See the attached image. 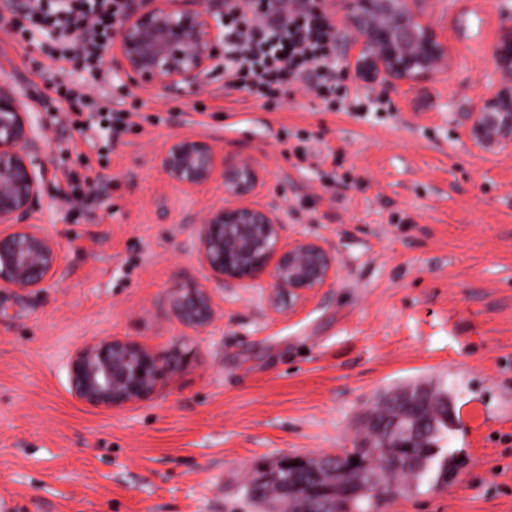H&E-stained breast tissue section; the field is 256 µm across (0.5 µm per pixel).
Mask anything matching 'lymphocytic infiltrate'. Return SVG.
<instances>
[{
  "instance_id": "obj_1",
  "label": "lymphocytic infiltrate",
  "mask_w": 512,
  "mask_h": 512,
  "mask_svg": "<svg viewBox=\"0 0 512 512\" xmlns=\"http://www.w3.org/2000/svg\"><path fill=\"white\" fill-rule=\"evenodd\" d=\"M23 6L31 32L48 35L40 45L49 60L40 75L48 85L64 99L80 96L64 81L66 62L82 66L94 83H107L103 52L130 0H23ZM336 38L330 13L316 0H224L226 85L267 97L302 83L335 100L342 79Z\"/></svg>"
}]
</instances>
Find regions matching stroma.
<instances>
[{
  "mask_svg": "<svg viewBox=\"0 0 512 512\" xmlns=\"http://www.w3.org/2000/svg\"><path fill=\"white\" fill-rule=\"evenodd\" d=\"M447 44V77L392 91L344 78L325 103L294 85L261 101L227 88L216 59L199 90L144 92L111 74L123 133L86 140L51 125L70 106L38 76L46 58L18 32L0 39V80L27 93L47 137L35 223L60 245L56 287L0 289V494L17 512H254L246 487L286 455H338L363 415L414 382L447 389L440 446L465 459L445 485L374 499L370 512H512V144L487 151L472 115L497 80L491 60L512 0H421ZM256 159V203L279 210L288 240L317 238L336 278L273 312L264 284L222 288L201 265L195 224L225 203L220 183L185 191L155 159L178 136ZM95 193L70 208L75 179ZM212 292L216 317L190 329L170 300ZM149 345L167 372L156 392L112 410L71 392L80 346Z\"/></svg>",
  "mask_w": 512,
  "mask_h": 512,
  "instance_id": "obj_1",
  "label": "stroma"
}]
</instances>
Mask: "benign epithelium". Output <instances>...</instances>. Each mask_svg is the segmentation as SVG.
Returning a JSON list of instances; mask_svg holds the SVG:
<instances>
[{"label":"benign epithelium","instance_id":"1","mask_svg":"<svg viewBox=\"0 0 512 512\" xmlns=\"http://www.w3.org/2000/svg\"><path fill=\"white\" fill-rule=\"evenodd\" d=\"M416 0H343V26L350 53L345 73L368 87H396L447 72L448 45L414 8ZM223 0H138L123 19L109 52L130 87L192 93L224 48L218 15ZM494 91L473 118L471 137L486 149L512 142V22L505 21L492 48ZM47 147L33 123L29 103L0 84V288L31 291L55 283L59 247L43 225L32 222L47 180ZM168 183L193 190L221 181L229 205L210 208L196 230L201 264L220 287L263 281L272 305L304 299L330 285L336 259L315 239L286 242V225L271 209L250 202L263 184L262 169L249 159L227 161L208 138L178 136L156 158ZM185 327L199 329L215 318L210 291L191 286L171 301ZM72 394L98 409L112 410L149 398L164 378V366L144 343L101 339L87 343L66 364ZM392 442L411 448L416 430L403 417L390 425ZM335 458L310 463L285 456L279 470L305 469L304 512L321 498L320 470Z\"/></svg>","mask_w":512,"mask_h":512}]
</instances>
